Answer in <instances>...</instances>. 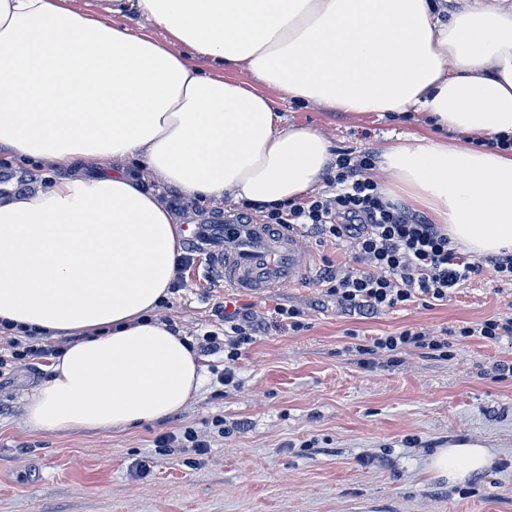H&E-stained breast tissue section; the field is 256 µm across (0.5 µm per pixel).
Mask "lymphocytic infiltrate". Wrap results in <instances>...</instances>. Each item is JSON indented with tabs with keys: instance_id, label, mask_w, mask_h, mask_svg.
Returning a JSON list of instances; mask_svg holds the SVG:
<instances>
[{
	"instance_id": "1",
	"label": "lymphocytic infiltrate",
	"mask_w": 512,
	"mask_h": 512,
	"mask_svg": "<svg viewBox=\"0 0 512 512\" xmlns=\"http://www.w3.org/2000/svg\"><path fill=\"white\" fill-rule=\"evenodd\" d=\"M336 166V173L327 178L333 195L288 203L270 219L280 230L296 226L325 241L351 243L357 266L329 264L320 273L326 295L345 314L369 319L417 300L447 301L452 290L480 275L487 264L501 282H512V252L483 263L468 261L451 247L440 225L385 199L370 176L376 166L372 152L355 158L339 154ZM214 314L223 321L224 333H205L202 348L226 350L224 381L230 384L242 348L255 343L266 319L247 308H229L223 301L216 304ZM60 355L53 346L1 335L0 377L17 364Z\"/></svg>"
}]
</instances>
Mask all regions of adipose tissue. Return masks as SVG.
<instances>
[{
	"label": "adipose tissue",
	"mask_w": 512,
	"mask_h": 512,
	"mask_svg": "<svg viewBox=\"0 0 512 512\" xmlns=\"http://www.w3.org/2000/svg\"><path fill=\"white\" fill-rule=\"evenodd\" d=\"M129 10L165 39L112 22ZM276 93L424 114L430 132L380 145L381 193L471 256L512 252V0H0V147L57 174L0 194V322L74 339L25 399L30 431L122 433L198 393L196 349L157 315L177 225L140 180L259 207L310 197L332 144L286 123ZM489 465L472 439L427 470L461 483Z\"/></svg>",
	"instance_id": "obj_1"
}]
</instances>
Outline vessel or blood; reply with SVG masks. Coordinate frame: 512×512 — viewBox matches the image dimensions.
Wrapping results in <instances>:
<instances>
[{
	"mask_svg": "<svg viewBox=\"0 0 512 512\" xmlns=\"http://www.w3.org/2000/svg\"><path fill=\"white\" fill-rule=\"evenodd\" d=\"M181 230L188 247L206 255L208 268L222 270L230 287L260 294L302 286L311 274L312 253L300 230L276 231L231 214Z\"/></svg>",
	"mask_w": 512,
	"mask_h": 512,
	"instance_id": "obj_1",
	"label": "vessel or blood"
}]
</instances>
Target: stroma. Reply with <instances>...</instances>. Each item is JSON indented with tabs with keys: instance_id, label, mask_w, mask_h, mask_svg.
Listing matches in <instances>:
<instances>
[{
	"instance_id": "stroma-1",
	"label": "stroma",
	"mask_w": 512,
	"mask_h": 512,
	"mask_svg": "<svg viewBox=\"0 0 512 512\" xmlns=\"http://www.w3.org/2000/svg\"><path fill=\"white\" fill-rule=\"evenodd\" d=\"M287 122L319 128L336 152L377 151L387 136L422 131L409 117L376 121L277 100ZM178 223L244 203H205L153 180ZM196 256L182 288L159 309L188 339L221 331L218 302L272 314L303 313V328L272 322L244 349L237 386L223 385V353L204 357L206 378L176 415L115 434L108 429L32 432L26 396L49 362L0 377V512H512V337L460 338L453 331L512 317V290L493 270L448 302H416L372 319L345 315L318 281L261 296L220 288ZM405 328L451 330L447 357L419 349L359 355V346ZM206 435L199 455L159 448L160 435ZM482 440L493 464L462 483L426 469L436 449Z\"/></svg>"
}]
</instances>
